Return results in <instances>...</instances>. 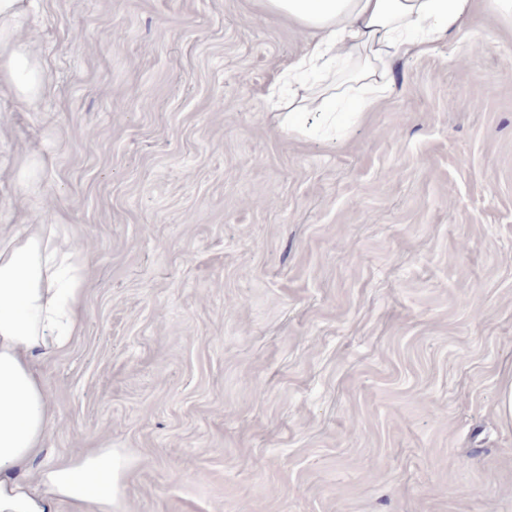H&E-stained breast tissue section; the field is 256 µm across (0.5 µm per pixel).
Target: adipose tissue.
Returning a JSON list of instances; mask_svg holds the SVG:
<instances>
[{
    "mask_svg": "<svg viewBox=\"0 0 512 512\" xmlns=\"http://www.w3.org/2000/svg\"><path fill=\"white\" fill-rule=\"evenodd\" d=\"M23 0H0V82L37 97L44 71L15 37ZM311 34L297 68H317L311 101L357 98V117L385 98L395 59L451 38L478 0H263ZM84 261L58 225L0 241V512H120L130 463L97 448L64 464L42 460L54 425L39 371L80 330Z\"/></svg>",
    "mask_w": 512,
    "mask_h": 512,
    "instance_id": "ef3b65f1",
    "label": "adipose tissue"
}]
</instances>
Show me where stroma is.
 I'll use <instances>...</instances> for the list:
<instances>
[{
	"mask_svg": "<svg viewBox=\"0 0 512 512\" xmlns=\"http://www.w3.org/2000/svg\"><path fill=\"white\" fill-rule=\"evenodd\" d=\"M0 94V239L61 224L82 329L48 455L124 512H512V19L392 64L343 137L279 129L308 34L258 0H31ZM37 168L35 182L22 179ZM23 3V0H0V82L19 98L29 100L40 94L45 76L26 46L15 38V22Z\"/></svg>",
	"mask_w": 512,
	"mask_h": 512,
	"instance_id": "stroma-1",
	"label": "stroma"
}]
</instances>
